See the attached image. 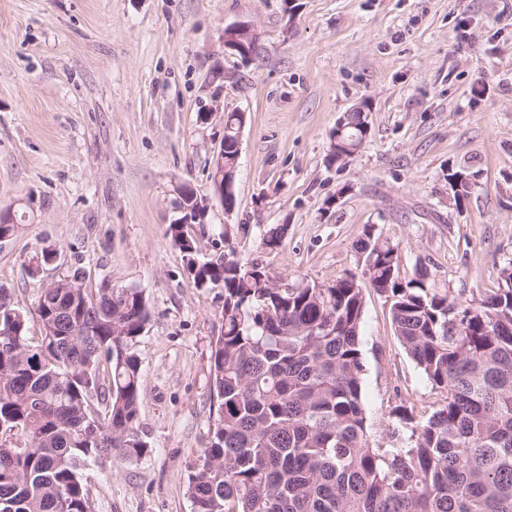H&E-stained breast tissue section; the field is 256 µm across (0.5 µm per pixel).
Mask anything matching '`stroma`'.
<instances>
[{
	"label": "stroma",
	"mask_w": 512,
	"mask_h": 512,
	"mask_svg": "<svg viewBox=\"0 0 512 512\" xmlns=\"http://www.w3.org/2000/svg\"><path fill=\"white\" fill-rule=\"evenodd\" d=\"M0 0V286L33 311L44 281L83 268L143 290L137 343L139 463L92 469L95 512H191L189 476L219 401L211 346L224 291L194 285L168 236L190 186L207 210L188 225L200 259L234 251L293 286L360 275L355 244H392L399 276L428 275L468 302L501 287L512 262V0ZM251 24L245 60L224 30ZM368 106L370 134L330 157L338 118ZM242 112L236 200L210 175L224 116ZM469 174L464 204L449 170ZM286 225L281 246L262 238ZM54 263L38 266L43 248ZM361 398L388 444L395 407L439 396L406 354L390 300L362 290Z\"/></svg>",
	"instance_id": "1"
}]
</instances>
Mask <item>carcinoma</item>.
I'll use <instances>...</instances> for the list:
<instances>
[{
    "label": "carcinoma",
    "instance_id": "obj_1",
    "mask_svg": "<svg viewBox=\"0 0 512 512\" xmlns=\"http://www.w3.org/2000/svg\"><path fill=\"white\" fill-rule=\"evenodd\" d=\"M243 121L224 116L229 168ZM345 126L334 155L369 136L360 113ZM196 207L181 194L167 234L197 287L224 289V307L211 352L219 409L189 478L192 512H512V288L463 304L425 273L398 281L396 249L372 232L357 242L366 281L389 294L400 342L441 395L385 448L369 441L361 401V285L278 288L258 264L202 261L184 230ZM286 228L268 229L265 248ZM0 300L14 311L0 332L20 340L6 353L0 335V512H93L90 466L153 453L138 427L148 301L108 281L88 288L78 268L43 283L30 316L8 289Z\"/></svg>",
    "mask_w": 512,
    "mask_h": 512
}]
</instances>
